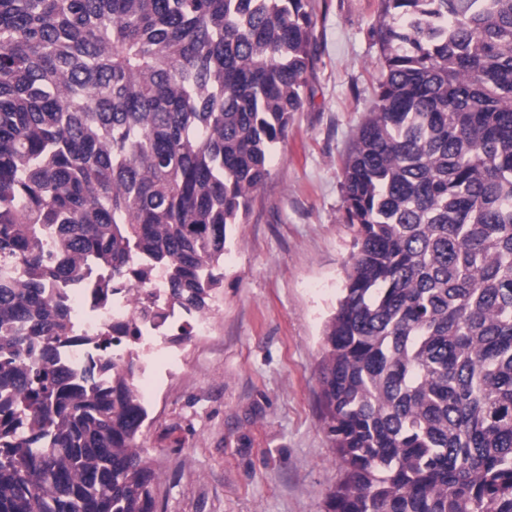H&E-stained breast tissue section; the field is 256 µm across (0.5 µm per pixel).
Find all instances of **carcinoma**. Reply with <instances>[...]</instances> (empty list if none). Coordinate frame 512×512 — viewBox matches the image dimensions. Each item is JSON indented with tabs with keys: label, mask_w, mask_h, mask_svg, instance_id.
Returning a JSON list of instances; mask_svg holds the SVG:
<instances>
[{
	"label": "carcinoma",
	"mask_w": 512,
	"mask_h": 512,
	"mask_svg": "<svg viewBox=\"0 0 512 512\" xmlns=\"http://www.w3.org/2000/svg\"><path fill=\"white\" fill-rule=\"evenodd\" d=\"M308 0H0V512H157L134 360H59L47 294L165 276L210 311L302 107ZM324 330V512H512V0H380ZM23 275L13 273L16 263Z\"/></svg>",
	"instance_id": "1"
}]
</instances>
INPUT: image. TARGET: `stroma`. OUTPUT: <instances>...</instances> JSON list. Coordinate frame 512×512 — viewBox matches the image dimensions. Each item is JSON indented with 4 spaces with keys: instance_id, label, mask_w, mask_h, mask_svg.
<instances>
[{
    "instance_id": "stroma-1",
    "label": "stroma",
    "mask_w": 512,
    "mask_h": 512,
    "mask_svg": "<svg viewBox=\"0 0 512 512\" xmlns=\"http://www.w3.org/2000/svg\"><path fill=\"white\" fill-rule=\"evenodd\" d=\"M303 105L224 251L214 329L179 340L138 440L158 512H323L341 462L317 405L323 328L353 240L342 160L373 105L379 0H311Z\"/></svg>"
}]
</instances>
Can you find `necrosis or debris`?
<instances>
[{
    "label": "necrosis or debris",
    "instance_id": "obj_1",
    "mask_svg": "<svg viewBox=\"0 0 512 512\" xmlns=\"http://www.w3.org/2000/svg\"><path fill=\"white\" fill-rule=\"evenodd\" d=\"M107 277L104 269L92 267L82 283L53 285L52 296L60 299L70 311L75 337L74 343L61 346L60 356L80 377L95 369L100 359H109L120 366L127 359H134L137 394L142 402H151L161 375L174 374L182 365L179 351L170 343L171 337L187 327L195 335H208L213 326V316L172 308L164 318L140 322L135 351H128L127 340L122 336H113L110 347L95 346L90 344V337L112 335L113 324L130 321L137 312V303L132 293L127 291L114 293L105 301L97 300L96 287Z\"/></svg>",
    "mask_w": 512,
    "mask_h": 512
}]
</instances>
